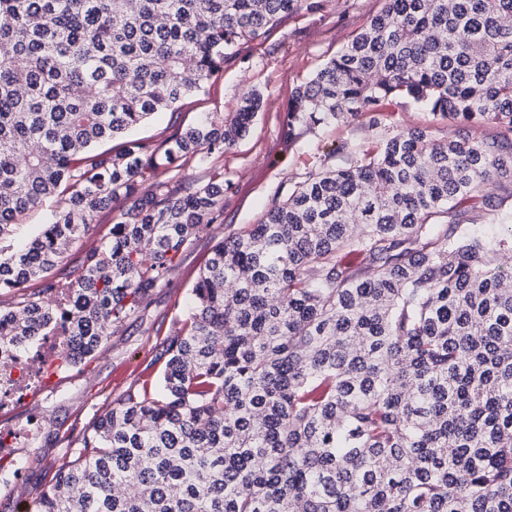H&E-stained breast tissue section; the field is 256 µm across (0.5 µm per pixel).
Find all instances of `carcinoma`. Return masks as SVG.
<instances>
[{
	"instance_id": "carcinoma-1",
	"label": "carcinoma",
	"mask_w": 512,
	"mask_h": 512,
	"mask_svg": "<svg viewBox=\"0 0 512 512\" xmlns=\"http://www.w3.org/2000/svg\"><path fill=\"white\" fill-rule=\"evenodd\" d=\"M320 0H0V347L59 327L96 354L224 214L222 155L261 107L161 142L126 135L200 92L242 42ZM512 0H383L299 85L286 133L388 100L459 126L382 134L217 241L159 373L64 435L30 512H512ZM496 124L501 139L469 136ZM124 139L112 153L103 144ZM52 221L20 247L28 212ZM131 201L77 276L55 273L94 216ZM354 256L359 263L348 260ZM38 285L30 291L32 285ZM125 485L130 493L115 489Z\"/></svg>"
}]
</instances>
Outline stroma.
Instances as JSON below:
<instances>
[{
    "instance_id": "obj_1",
    "label": "stroma",
    "mask_w": 512,
    "mask_h": 512,
    "mask_svg": "<svg viewBox=\"0 0 512 512\" xmlns=\"http://www.w3.org/2000/svg\"><path fill=\"white\" fill-rule=\"evenodd\" d=\"M381 7L382 0H322L317 10L287 15L264 40L241 43L204 92L183 99L176 112L155 114L135 130V137L159 142L176 128L197 123L205 113L236 111L250 91L262 96L248 136L225 151L220 161L195 157L169 175L171 186H200L208 182L211 168L223 166V223L190 243L166 283L149 292L93 358L47 372L41 389L29 399L0 408V432L10 433L15 442L0 451V512L31 506L45 486L47 465L66 451L62 435L67 429L87 424L136 378L157 372L161 343L182 319L198 269L216 238L258 223L310 173L353 165L375 139L377 132L365 117L312 130L300 126L291 140L284 124L294 88L309 80ZM380 120L392 131L426 127L438 139L452 131L446 119L400 98L386 102ZM121 211L117 205L96 214L88 231L67 251L61 272L79 271L85 251L99 245Z\"/></svg>"
}]
</instances>
